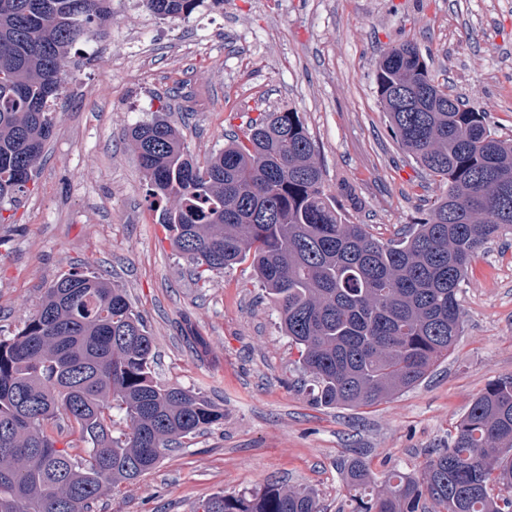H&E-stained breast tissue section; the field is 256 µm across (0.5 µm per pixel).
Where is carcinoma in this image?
Segmentation results:
<instances>
[{"mask_svg": "<svg viewBox=\"0 0 512 512\" xmlns=\"http://www.w3.org/2000/svg\"><path fill=\"white\" fill-rule=\"evenodd\" d=\"M111 2L0 0V202L27 192L68 55L112 20ZM198 2L144 5L178 19ZM375 86L393 140L446 186L386 243L343 219L291 108L261 113L203 165L163 115L127 133L152 196L178 198L164 213L174 249L199 276L252 262L326 408L371 406L423 380L461 335L471 262L512 235V138L448 93L410 41L384 48ZM154 357L143 318L110 280L72 272L45 290L23 327L0 337V512H93L224 419L208 397L160 381ZM66 428L82 454L58 447ZM339 474L351 512H512V377L488 384L419 470L380 479L349 457ZM201 512L322 510L309 488L269 484L216 494Z\"/></svg>", "mask_w": 512, "mask_h": 512, "instance_id": "1", "label": "carcinoma"}]
</instances>
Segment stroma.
Segmentation results:
<instances>
[{
  "label": "stroma",
  "mask_w": 512,
  "mask_h": 512,
  "mask_svg": "<svg viewBox=\"0 0 512 512\" xmlns=\"http://www.w3.org/2000/svg\"><path fill=\"white\" fill-rule=\"evenodd\" d=\"M401 40L512 136V0H202L175 20L142 0H112L102 38L72 48L44 158L0 223V336L22 328L60 276L102 274L143 317L157 377L224 411L95 512H194L217 493L270 481L309 487L324 512H341L343 456L361 454L380 476L418 469L490 382L512 376L508 235L469 266L462 333L421 382L368 407L313 405L312 378L251 263L197 276L162 222L177 200L149 197L125 136L164 109L203 163L245 138L259 113L292 108L346 220L393 239L444 190L392 140L377 100L380 52ZM189 329L205 353L186 341Z\"/></svg>",
  "instance_id": "35a3bbf8"
}]
</instances>
